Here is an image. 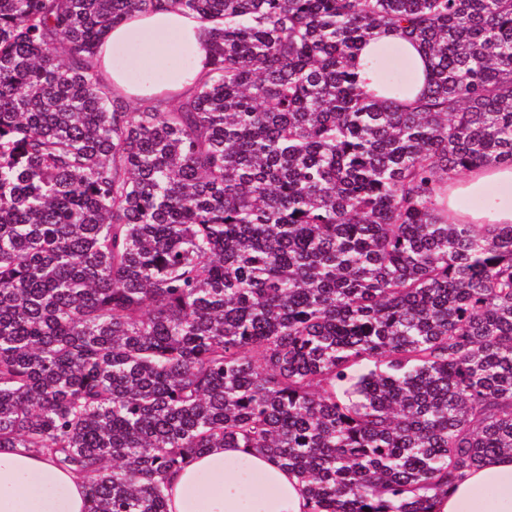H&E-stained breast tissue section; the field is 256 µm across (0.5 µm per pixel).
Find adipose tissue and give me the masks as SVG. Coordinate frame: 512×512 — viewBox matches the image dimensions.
Returning a JSON list of instances; mask_svg holds the SVG:
<instances>
[{
	"label": "adipose tissue",
	"mask_w": 512,
	"mask_h": 512,
	"mask_svg": "<svg viewBox=\"0 0 512 512\" xmlns=\"http://www.w3.org/2000/svg\"><path fill=\"white\" fill-rule=\"evenodd\" d=\"M395 46L423 88L427 62L409 42L376 36L356 57L358 81L374 90L370 62ZM208 25L167 7L109 28L99 44L104 80L125 94L147 99L160 92L182 93L210 68ZM451 197L484 194L478 209H454L473 224H512V166L490 164L451 178ZM169 512H307L305 483L296 474L249 448H211L169 478ZM86 485L69 471L27 452L0 453V512H86ZM434 512H512V455H492L465 472L439 496Z\"/></svg>",
	"instance_id": "1"
}]
</instances>
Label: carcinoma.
<instances>
[{
	"label": "carcinoma",
	"mask_w": 512,
	"mask_h": 512,
	"mask_svg": "<svg viewBox=\"0 0 512 512\" xmlns=\"http://www.w3.org/2000/svg\"><path fill=\"white\" fill-rule=\"evenodd\" d=\"M167 6L210 25L176 103L94 57ZM417 45L378 96L355 56ZM512 164V0H0V453L89 512H167V478L252 448L308 512H434L512 454V224L448 176ZM395 46L400 56L405 59L412 70L411 83L415 89L409 100L412 101L421 91L425 82V70L427 62L424 54L416 46L409 42L391 36H376L367 41L356 56V72L359 85L368 90H375L374 74L370 69V61L388 46Z\"/></svg>",
	"instance_id": "obj_1"
}]
</instances>
